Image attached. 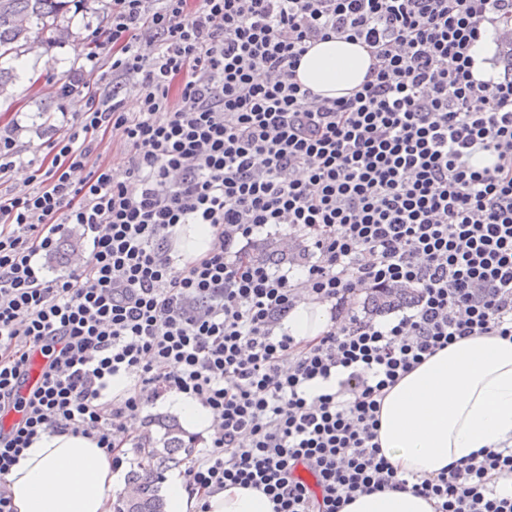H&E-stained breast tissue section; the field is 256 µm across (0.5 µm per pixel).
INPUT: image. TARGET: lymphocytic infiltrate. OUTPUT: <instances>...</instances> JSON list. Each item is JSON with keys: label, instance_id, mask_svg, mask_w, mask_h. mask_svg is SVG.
<instances>
[{"label": "lymphocytic infiltrate", "instance_id": "lymphocytic-infiltrate-1", "mask_svg": "<svg viewBox=\"0 0 512 512\" xmlns=\"http://www.w3.org/2000/svg\"><path fill=\"white\" fill-rule=\"evenodd\" d=\"M489 27L507 44L512 0H112L44 156L0 130V417L20 414L0 425V478L49 429L125 447L127 422L178 393L216 424L184 471L199 495L230 482L273 512H342L409 489L434 512H512L496 483L512 447L423 478L377 442L405 374L459 339L512 338V66L474 79ZM333 36L375 64L331 99L296 68ZM111 131L120 178L100 156ZM181 224L209 226L206 255L175 254ZM74 225L81 259L49 277ZM274 230V259H255ZM402 288L416 302L394 323L348 307ZM302 300L330 307L309 342L281 329ZM330 379L335 392L309 395Z\"/></svg>", "mask_w": 512, "mask_h": 512}]
</instances>
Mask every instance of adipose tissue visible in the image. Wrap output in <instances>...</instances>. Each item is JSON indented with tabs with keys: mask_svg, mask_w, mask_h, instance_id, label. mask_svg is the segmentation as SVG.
<instances>
[{
	"mask_svg": "<svg viewBox=\"0 0 512 512\" xmlns=\"http://www.w3.org/2000/svg\"><path fill=\"white\" fill-rule=\"evenodd\" d=\"M374 59L366 46L333 37L301 57L296 78L314 93L343 97L360 86ZM324 306L302 303L284 321L289 334L308 341L326 331ZM512 441V340L461 339L406 374L386 395L378 442L398 471L436 477L481 449ZM113 454L96 440L48 430L24 451L5 481L14 512H112L124 484ZM167 512H273L263 493L239 485L205 497L180 480L167 488ZM344 512H433L409 490L356 495Z\"/></svg>",
	"mask_w": 512,
	"mask_h": 512,
	"instance_id": "1",
	"label": "adipose tissue"
}]
</instances>
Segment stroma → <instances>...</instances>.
Masks as SVG:
<instances>
[{"mask_svg":"<svg viewBox=\"0 0 512 512\" xmlns=\"http://www.w3.org/2000/svg\"><path fill=\"white\" fill-rule=\"evenodd\" d=\"M112 11V0H85L80 13L68 12L71 37L38 57L15 61L18 75L28 81L25 94L8 89L0 95V128L9 129L25 158L43 150L60 124L62 102L55 92L76 67L78 56L87 51L92 30Z\"/></svg>","mask_w":512,"mask_h":512,"instance_id":"stroma-1","label":"stroma"}]
</instances>
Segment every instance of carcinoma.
I'll list each match as a JSON object with an SVG mask.
<instances>
[{
	"label": "carcinoma",
	"instance_id": "cac0c4a2",
	"mask_svg": "<svg viewBox=\"0 0 512 512\" xmlns=\"http://www.w3.org/2000/svg\"><path fill=\"white\" fill-rule=\"evenodd\" d=\"M69 0H0V60H17L42 46L62 42L70 35L63 24ZM410 301V294L397 296L374 294L369 297L367 311L378 314ZM163 429L158 440L146 435L134 448L137 467L127 477V488L113 503V512H165L161 494L165 473L181 462L193 448L184 430L173 419L158 418Z\"/></svg>",
	"mask_w": 512,
	"mask_h": 512
}]
</instances>
